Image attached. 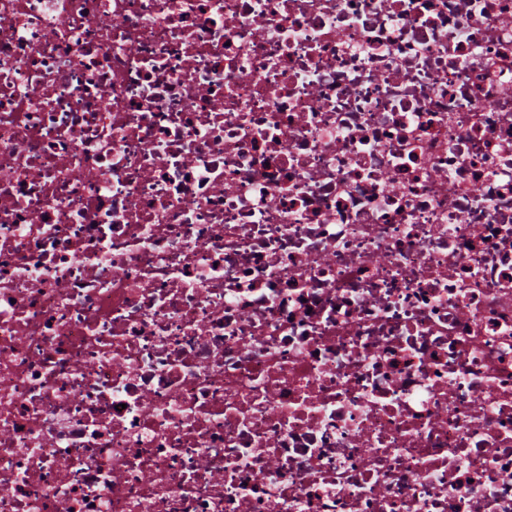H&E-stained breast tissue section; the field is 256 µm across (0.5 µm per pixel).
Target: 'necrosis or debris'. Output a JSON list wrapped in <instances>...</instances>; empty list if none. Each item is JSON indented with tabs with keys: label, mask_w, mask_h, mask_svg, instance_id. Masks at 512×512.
<instances>
[{
	"label": "necrosis or debris",
	"mask_w": 512,
	"mask_h": 512,
	"mask_svg": "<svg viewBox=\"0 0 512 512\" xmlns=\"http://www.w3.org/2000/svg\"><path fill=\"white\" fill-rule=\"evenodd\" d=\"M0 512H512V0H0Z\"/></svg>",
	"instance_id": "4bbe7bcc"
}]
</instances>
